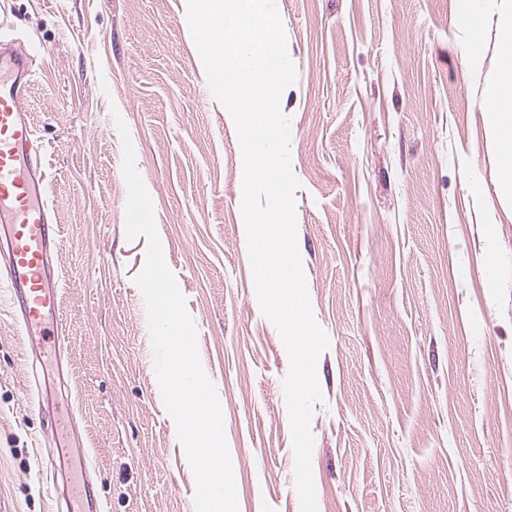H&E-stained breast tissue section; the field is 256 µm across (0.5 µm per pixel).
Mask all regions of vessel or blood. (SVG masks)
I'll return each mask as SVG.
<instances>
[{
	"mask_svg": "<svg viewBox=\"0 0 512 512\" xmlns=\"http://www.w3.org/2000/svg\"><path fill=\"white\" fill-rule=\"evenodd\" d=\"M33 62L22 46L0 51V281L36 347L58 324L60 231L26 108Z\"/></svg>",
	"mask_w": 512,
	"mask_h": 512,
	"instance_id": "b4317fda",
	"label": "vessel or blood"
}]
</instances>
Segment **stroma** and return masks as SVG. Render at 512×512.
Masks as SVG:
<instances>
[{
	"mask_svg": "<svg viewBox=\"0 0 512 512\" xmlns=\"http://www.w3.org/2000/svg\"><path fill=\"white\" fill-rule=\"evenodd\" d=\"M297 79L290 123L297 246L329 337L316 374L318 512H512V203L480 108L494 22L471 59L457 0H277ZM29 47L28 114L61 228L68 360L56 381L0 287V512H195L196 480L155 372L128 240L127 123L165 261L221 403L238 512H301L282 381L241 213L242 153L211 94L187 0H0ZM77 432L98 480L43 466Z\"/></svg>",
	"mask_w": 512,
	"mask_h": 512,
	"instance_id": "35a3bbf8",
	"label": "stroma"
}]
</instances>
